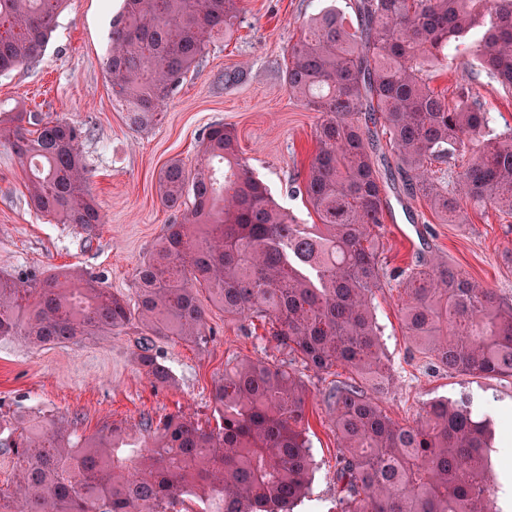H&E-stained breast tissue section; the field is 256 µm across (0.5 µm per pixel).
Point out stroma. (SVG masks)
<instances>
[{"label":"stroma","mask_w":512,"mask_h":512,"mask_svg":"<svg viewBox=\"0 0 512 512\" xmlns=\"http://www.w3.org/2000/svg\"><path fill=\"white\" fill-rule=\"evenodd\" d=\"M351 3L242 0V22L233 38L213 41L200 67L187 74L157 119L137 129L126 123L113 99L104 65L123 0H66L39 60L0 75V112H43L83 126L88 186L103 223L89 239L72 225L36 213L27 204L26 167L9 145L0 144V272L39 280L58 268H80L101 275L112 293L134 299L135 271L173 219L160 199L159 174L172 160L189 166L200 162L201 135L214 123L236 128L243 157L298 223H316L305 197L290 196L289 190L318 149V115L289 97L285 63L302 21L332 5L348 24H356ZM234 69L243 71L242 81L225 82V72ZM429 75L435 92L448 98L478 96L491 112L494 131L512 132V90L484 76L472 80L461 53L440 58ZM386 198L380 234L388 267H410L427 248L512 299V218L488 207L472 211L469 223L444 224L423 198L392 189ZM398 304V291L386 285L376 309L381 348L393 377L379 398L384 413L407 424L425 403L465 394L474 411L489 408L512 422V379L455 376L433 366L406 338ZM205 312L212 330L206 346L156 341L173 376L168 386L137 368L139 334L133 328L76 344L36 346L23 336L0 339V418L73 420L85 436L115 423L139 434L145 415L184 414L215 428L211 390L227 363L244 358L277 363L287 354L245 335L240 319L213 305L207 304ZM294 370L308 389L305 432L316 463L295 512H337L338 439L322 394L349 373L340 367L317 373L299 363Z\"/></svg>","instance_id":"obj_1"}]
</instances>
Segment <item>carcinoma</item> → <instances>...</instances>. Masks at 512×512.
<instances>
[{
  "label": "carcinoma",
  "mask_w": 512,
  "mask_h": 512,
  "mask_svg": "<svg viewBox=\"0 0 512 512\" xmlns=\"http://www.w3.org/2000/svg\"><path fill=\"white\" fill-rule=\"evenodd\" d=\"M63 0H0V74L36 60ZM241 0H124L105 62L129 125L152 123L208 39L240 25ZM349 26L334 7L307 19L288 49L290 98L320 114L318 150L302 179L318 218L298 224L240 154L236 129L211 125L203 160L168 162L159 176L174 219L135 273V303L84 270L30 282L0 276V338L40 345L140 329L138 368L173 382L155 340L207 342L197 286L213 306L269 325L262 338L288 361L244 360L212 390L221 423L206 430L180 415L146 418L132 440L118 424L81 442L62 422L0 423V452L18 481L0 512H294L314 471L303 433L307 389L289 365L344 367L381 390L390 368L374 318L385 287L375 229L386 206L377 127L389 135L409 194L445 224L468 207L512 215V133H494L476 97L450 101L425 68L472 38L477 73L512 88V0H354ZM83 129L39 112L0 115V143L34 169L29 204L45 217L96 234L102 216L87 187ZM463 159L445 181L439 165ZM406 336L457 376L512 378V302L449 262L418 256L399 281ZM339 438V512H493L489 419L462 396L425 406L410 424L391 420L354 379L324 394Z\"/></svg>",
  "instance_id": "cac0c4a2"
}]
</instances>
